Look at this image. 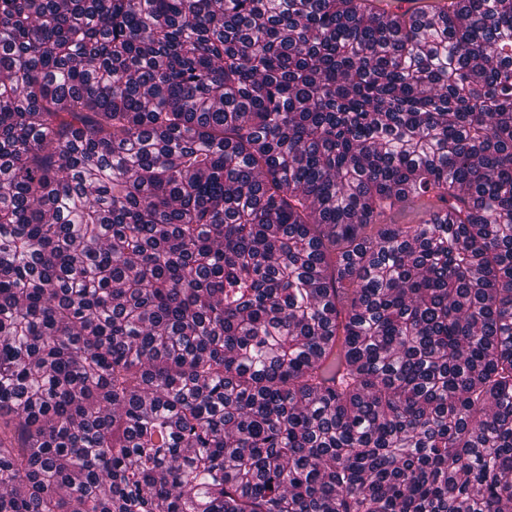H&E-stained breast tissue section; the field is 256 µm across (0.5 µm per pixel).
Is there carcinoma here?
I'll return each mask as SVG.
<instances>
[{"label": "carcinoma", "instance_id": "cac0c4a2", "mask_svg": "<svg viewBox=\"0 0 512 512\" xmlns=\"http://www.w3.org/2000/svg\"><path fill=\"white\" fill-rule=\"evenodd\" d=\"M0 512H512V0H0Z\"/></svg>", "mask_w": 512, "mask_h": 512}]
</instances>
